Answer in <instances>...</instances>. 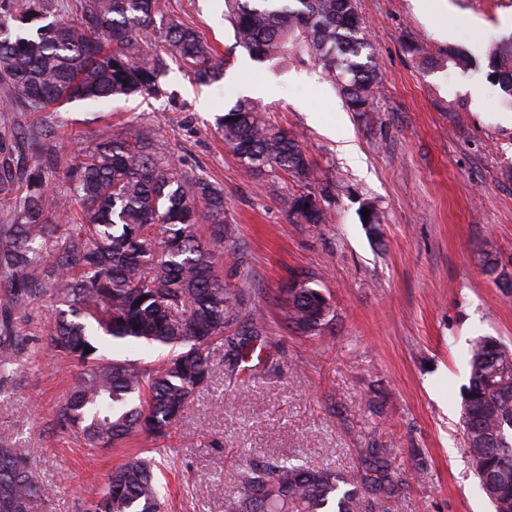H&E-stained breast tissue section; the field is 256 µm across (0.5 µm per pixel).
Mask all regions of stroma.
I'll list each match as a JSON object with an SVG mask.
<instances>
[{
    "instance_id": "obj_1",
    "label": "stroma",
    "mask_w": 512,
    "mask_h": 512,
    "mask_svg": "<svg viewBox=\"0 0 512 512\" xmlns=\"http://www.w3.org/2000/svg\"><path fill=\"white\" fill-rule=\"evenodd\" d=\"M166 6L223 57V79L199 85L172 62L159 95L40 112L0 90V163L42 167L48 193L63 197L82 150L132 129L165 161L208 178L224 191V241L235 248L215 272L262 318L264 345L246 374L215 359L168 437L93 449L57 424L77 372L41 353L59 305L31 303L15 320L22 363L0 394V441L27 448L52 488L46 512H86L132 454L155 462L164 512H225L233 466L288 456L347 472L367 448L386 449L407 487L392 512H494L465 451L460 405L469 342L512 346V288L501 285L512 277V106L483 64L489 44L512 35V0H358L381 71L361 116L319 68L257 63L236 47L224 0ZM452 47L478 67L428 66ZM242 97L298 139L309 183L250 171L225 145L215 118ZM24 136L54 146V157H21ZM323 188L328 221L295 222L283 197ZM371 206L376 230L362 216ZM488 241L493 277L477 255ZM297 275L330 304L319 335L284 323Z\"/></svg>"
}]
</instances>
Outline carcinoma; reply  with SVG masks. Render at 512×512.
I'll return each mask as SVG.
<instances>
[{"label":"carcinoma","mask_w":512,"mask_h":512,"mask_svg":"<svg viewBox=\"0 0 512 512\" xmlns=\"http://www.w3.org/2000/svg\"><path fill=\"white\" fill-rule=\"evenodd\" d=\"M235 44L260 61H312L355 112L380 87L356 0H225ZM43 0H0V26H36L29 37H0V84L32 112L75 99L128 98L161 92L167 60L199 85L218 80L224 61L192 27L167 15L165 0H79L76 20L42 23ZM163 35L165 55L140 46L148 31ZM491 76L512 96V36L488 48ZM226 143L251 170L279 169L298 180L310 163L295 136L242 98L217 119ZM17 222L0 225V271L12 287L0 295V391L21 352L15 314L47 295L67 306L46 339V355L79 372L57 412L61 428L110 448L146 433L168 434L195 391L211 376L224 329L239 322L242 298L214 274L224 245V194L211 183L164 164L129 131L81 153L70 168L73 191L46 195L41 172L21 173ZM325 190L283 199L307 224L328 220ZM209 225L203 235L202 225ZM326 298L301 278L288 287V327L305 335L327 322ZM235 345V360L255 352L261 318ZM120 349L168 350L158 367L100 352L99 338ZM469 385L461 415L468 457L496 512H512V347L480 336L467 350ZM228 478V512H371L396 506L404 484L386 450L368 448L340 474L280 458L247 464ZM51 491L30 467L26 449L0 442V512H43ZM151 463L127 457L108 475L87 512H161Z\"/></svg>","instance_id":"1"}]
</instances>
